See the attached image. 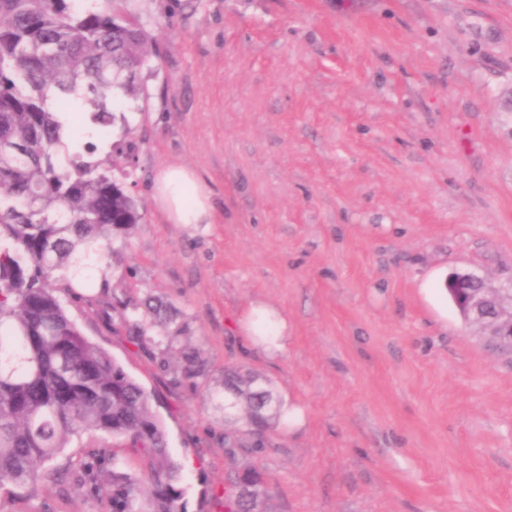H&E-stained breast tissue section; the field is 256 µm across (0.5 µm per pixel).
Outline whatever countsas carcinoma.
<instances>
[{"label": "carcinoma", "instance_id": "cac0c4a2", "mask_svg": "<svg viewBox=\"0 0 512 512\" xmlns=\"http://www.w3.org/2000/svg\"><path fill=\"white\" fill-rule=\"evenodd\" d=\"M0 0V487L24 488L39 468L84 436L106 434L143 459L130 472L115 450L95 448L73 463L71 484L112 512H186L179 467L152 396L90 342L68 303L77 272L95 263L108 287L112 241L141 223L134 197L86 143L69 153L57 113L83 104L106 137L114 105L139 90L156 39L128 0ZM225 422L250 427L252 451L277 411L258 378L224 368ZM109 473L106 483L99 479Z\"/></svg>", "mask_w": 512, "mask_h": 512}]
</instances>
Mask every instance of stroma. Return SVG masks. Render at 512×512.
I'll list each match as a JSON object with an SVG mask.
<instances>
[{
    "label": "stroma",
    "mask_w": 512,
    "mask_h": 512,
    "mask_svg": "<svg viewBox=\"0 0 512 512\" xmlns=\"http://www.w3.org/2000/svg\"><path fill=\"white\" fill-rule=\"evenodd\" d=\"M157 38L97 156L144 214L108 288L70 313L153 395L188 512H225L249 466L264 512H512V350L466 324L445 283L512 287V0H132ZM197 170L213 224H170L156 173ZM169 307L135 340L124 316ZM288 324L249 347L251 303ZM199 356L186 368L182 353ZM244 367L296 429L224 447L215 396ZM67 448L0 512H108L70 485Z\"/></svg>",
    "instance_id": "obj_1"
}]
</instances>
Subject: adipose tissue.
Masks as SVG:
<instances>
[{"instance_id":"obj_1","label":"adipose tissue","mask_w":512,"mask_h":512,"mask_svg":"<svg viewBox=\"0 0 512 512\" xmlns=\"http://www.w3.org/2000/svg\"><path fill=\"white\" fill-rule=\"evenodd\" d=\"M153 196L171 224H211L215 221L213 193L204 178L184 166H168L157 175ZM238 328L253 342L271 345L273 337L283 335L287 322L281 312L264 303L252 304L239 319Z\"/></svg>"}]
</instances>
